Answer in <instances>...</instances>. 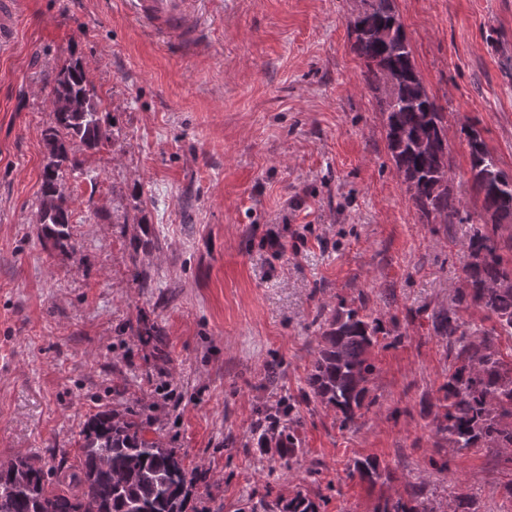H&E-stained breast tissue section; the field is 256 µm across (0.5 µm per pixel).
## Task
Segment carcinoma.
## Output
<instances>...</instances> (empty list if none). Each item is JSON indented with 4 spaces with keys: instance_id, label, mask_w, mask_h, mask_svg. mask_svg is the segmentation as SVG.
<instances>
[{
    "instance_id": "obj_1",
    "label": "carcinoma",
    "mask_w": 512,
    "mask_h": 512,
    "mask_svg": "<svg viewBox=\"0 0 512 512\" xmlns=\"http://www.w3.org/2000/svg\"><path fill=\"white\" fill-rule=\"evenodd\" d=\"M367 8L349 23L355 50L367 61V79L377 90L391 91L381 100L391 157L416 207L426 218L452 224L459 214L448 188V139L444 113L423 84L413 61L403 24L390 0H363ZM52 102L56 124L43 131L49 162L42 175L39 224L43 237L62 245L71 240L70 213L58 191L63 168L77 169L71 145L93 150L111 138L100 102L78 60L63 66L54 79ZM469 145L473 187L492 227L477 228L468 242L471 262L464 269L466 288L459 301L495 319L500 332L512 335V266L501 251L496 230L512 223V176L472 125L462 128ZM436 335L448 340L453 371L445 383L448 401L436 433L454 448H512V363L500 358L493 335L469 339L458 319L447 312L432 315ZM382 331L381 321L357 309L336 312L322 327L317 357L302 398L331 406L342 424L355 422L365 407L375 366L369 351ZM294 405L282 402L276 414L258 424L259 443L275 442L282 458L296 457L300 441ZM373 480L378 464L354 462L350 475ZM73 489H58L49 472L28 457L0 467V512H187L189 487L178 451L145 437L139 424L110 412L95 415L81 432ZM282 512H317L296 496Z\"/></svg>"
}]
</instances>
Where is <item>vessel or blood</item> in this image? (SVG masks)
<instances>
[{
    "instance_id": "vessel-or-blood-1",
    "label": "vessel or blood",
    "mask_w": 512,
    "mask_h": 512,
    "mask_svg": "<svg viewBox=\"0 0 512 512\" xmlns=\"http://www.w3.org/2000/svg\"><path fill=\"white\" fill-rule=\"evenodd\" d=\"M25 0H0V51L11 49L23 20ZM136 18L151 32L183 46L202 40V0H131Z\"/></svg>"
}]
</instances>
